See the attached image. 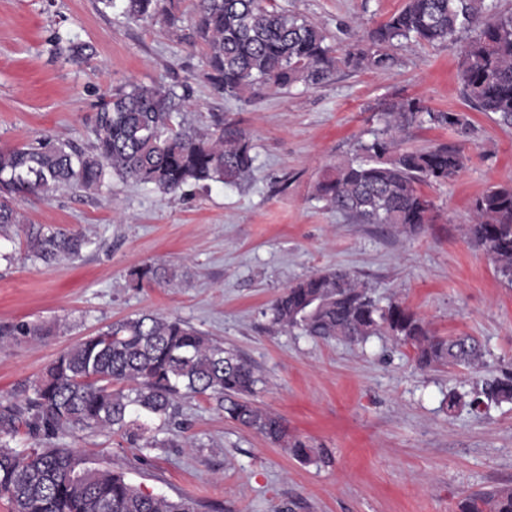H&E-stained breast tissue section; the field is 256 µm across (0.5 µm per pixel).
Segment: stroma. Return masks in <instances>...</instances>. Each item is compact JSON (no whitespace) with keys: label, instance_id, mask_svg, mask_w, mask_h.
<instances>
[{"label":"stroma","instance_id":"stroma-1","mask_svg":"<svg viewBox=\"0 0 512 512\" xmlns=\"http://www.w3.org/2000/svg\"><path fill=\"white\" fill-rule=\"evenodd\" d=\"M315 23L337 55L365 48L404 0H278ZM469 29L436 44L397 47L385 71L340 66L302 85L218 99L203 78L201 47L161 20L133 22L99 0H0V147L52 136L87 146L106 89L129 82L184 83L186 122L234 121L252 138V176L164 195L113 179L101 191L21 196L26 221L81 232L92 246L75 261L27 259L25 240L0 243V322L43 321L53 335L0 343V396L34 380L57 354L112 322L152 312L224 341L262 377L253 396L307 439L315 459L228 422L212 400L188 397L177 423L190 446L140 450L117 435L80 432L69 443L95 467L123 473L142 492L201 503L202 512H455L461 497L512 486V403L473 412L484 382L512 373V285L502 281L465 226L474 199L512 180V126L479 112L456 78ZM89 44L90 64L70 61L65 40ZM416 97L467 113L472 128L413 126L403 146H462L465 168L424 187L431 221L411 234L354 224L316 199L314 184L383 127L389 104ZM185 272L167 285L132 288L145 263ZM357 275L380 303L397 301L436 336L476 337V370H419L410 347L381 334L354 344L270 327V301L312 272ZM464 400L447 408L449 391Z\"/></svg>","mask_w":512,"mask_h":512}]
</instances>
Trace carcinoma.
Wrapping results in <instances>:
<instances>
[{"mask_svg":"<svg viewBox=\"0 0 512 512\" xmlns=\"http://www.w3.org/2000/svg\"><path fill=\"white\" fill-rule=\"evenodd\" d=\"M129 19L163 17L180 38L201 44L205 79L217 98L246 90L315 87L339 65L367 70L394 66L392 49L404 42L452 40L473 25L478 35L463 48L457 80L465 100L480 112L512 125V12L485 0H405L369 35V46L336 56L315 24L281 8L276 0H192L188 18L175 0H99ZM73 62L92 53L71 41ZM175 88L129 82L103 93L88 147L36 138L0 150V240L24 233L28 256L51 264L74 260L93 244L83 233L27 224L15 206L21 194L48 198L65 190L99 191L112 176L151 185L164 194L210 182L237 185L251 176L256 156L249 135L234 122L217 121L201 131L186 125ZM470 129L463 112L435 111L417 98L401 99L385 112L384 126L358 143L353 159L332 166L316 183L319 198L358 224H387L416 232L428 223L433 204L420 186L457 175L468 160L464 148L440 144L403 148L399 136L418 125ZM466 236L481 248L499 277L512 284V181L486 190L473 205ZM163 266L131 270L133 287L167 283ZM270 325L317 338L365 341L382 332L413 349L421 369H477L483 349L473 336H432L423 321L398 302L384 306L368 286L344 269H326L283 289L268 307ZM53 332L42 323L0 324V339H40ZM262 382L237 350L185 321L143 313L84 336L60 352L32 382L0 398V497L12 512H199L190 497L176 500L140 491L121 473L87 466L62 439L78 432L119 434L140 449L174 446L157 433L170 430L179 400H214L224 419L263 436L302 461H313L308 441L288 431L284 417L252 400ZM512 402V376L485 384L472 409ZM35 447L11 446L20 435ZM457 512H512V488L464 496Z\"/></svg>","mask_w":512,"mask_h":512,"instance_id":"1","label":"carcinoma"}]
</instances>
